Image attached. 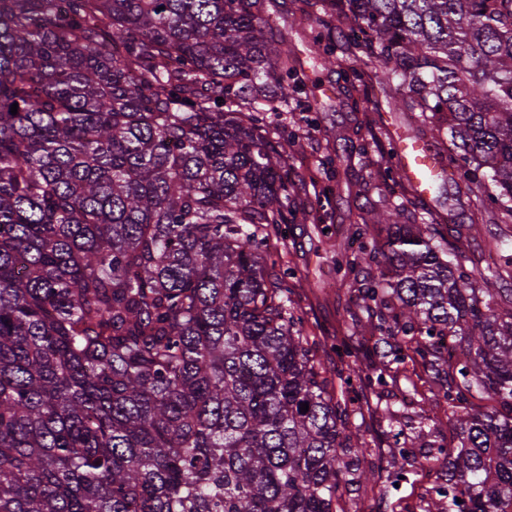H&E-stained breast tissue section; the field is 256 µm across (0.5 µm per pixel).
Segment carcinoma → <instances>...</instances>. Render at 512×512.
<instances>
[{
	"label": "carcinoma",
	"mask_w": 512,
	"mask_h": 512,
	"mask_svg": "<svg viewBox=\"0 0 512 512\" xmlns=\"http://www.w3.org/2000/svg\"><path fill=\"white\" fill-rule=\"evenodd\" d=\"M62 2L0 0V512H349L374 474L344 391L409 364L456 445L416 454L433 419L386 407L380 496L439 455L423 512H512V253L469 270L419 197L383 200L333 256L379 363L345 343L332 373L268 248L297 190L266 114L301 87L266 0ZM314 5L364 32L344 79L512 222V0Z\"/></svg>",
	"instance_id": "cac0c4a2"
}]
</instances>
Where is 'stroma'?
<instances>
[{
    "label": "stroma",
    "instance_id": "obj_1",
    "mask_svg": "<svg viewBox=\"0 0 512 512\" xmlns=\"http://www.w3.org/2000/svg\"><path fill=\"white\" fill-rule=\"evenodd\" d=\"M306 2L269 0L267 5L264 33L288 40L300 60L299 77L306 85L292 111L267 115L271 127L287 126L297 137L288 149V173L299 195L287 239L272 241L271 250L296 273L292 298L304 316V335L324 350L343 341L357 344L359 364L368 370L378 362L376 350L373 343L357 342L355 298L347 285L336 280L333 252L350 246L351 226L364 215L367 203L382 196L394 200L408 191L407 183L377 177L388 163L385 151L392 146L393 134L422 139L426 133L415 113L395 110L392 96L380 87L366 94L353 88L341 90L338 65L326 70L320 67L311 33L316 30L324 39L333 40L341 63L348 64L352 61L349 24L337 15L307 7ZM338 130L343 140L335 139ZM427 202L457 226L466 266L485 267L496 258L500 237H512V224H496L474 212L462 179L437 183ZM316 215L326 224L327 234H320L313 224ZM347 397L352 409L349 427L370 441L372 452L365 465L375 471L374 483L353 494L358 512H421L428 488L443 477L444 469L420 471L396 496L381 498L379 485L391 471V440L381 412L385 404H394L402 421L414 424L422 408H434L437 434L447 444L455 436L447 406L430 397L426 387H413L405 379L392 393L379 396L356 387Z\"/></svg>",
    "mask_w": 512,
    "mask_h": 512
}]
</instances>
